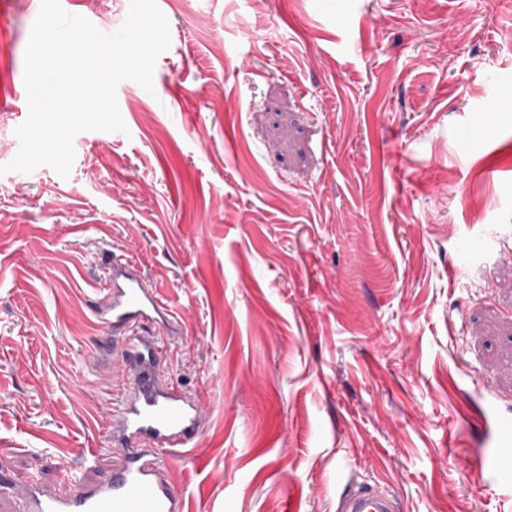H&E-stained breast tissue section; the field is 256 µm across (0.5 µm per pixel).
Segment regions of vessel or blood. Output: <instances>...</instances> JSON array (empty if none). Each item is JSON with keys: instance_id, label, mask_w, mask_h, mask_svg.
<instances>
[{"instance_id": "1", "label": "vessel or blood", "mask_w": 512, "mask_h": 512, "mask_svg": "<svg viewBox=\"0 0 512 512\" xmlns=\"http://www.w3.org/2000/svg\"><path fill=\"white\" fill-rule=\"evenodd\" d=\"M106 291L93 316L111 328L131 373L128 388L109 410L112 438L123 445L124 462L92 488L80 471H65L64 494L45 492L36 479L26 478L28 503L22 512H183L185 499L168 481L165 460L183 454L200 432V406L163 378V337L139 331L146 323L172 328L176 318L130 260L113 259ZM337 512H399V505L387 492L361 485L341 494Z\"/></svg>"}]
</instances>
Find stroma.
<instances>
[{
	"instance_id": "stroma-1",
	"label": "stroma",
	"mask_w": 512,
	"mask_h": 512,
	"mask_svg": "<svg viewBox=\"0 0 512 512\" xmlns=\"http://www.w3.org/2000/svg\"><path fill=\"white\" fill-rule=\"evenodd\" d=\"M105 33L130 0H70ZM41 0H0V165ZM154 89L68 177L0 175V470L97 452L127 375L93 323L112 260L178 305L159 365L204 427L185 512H512V0H157ZM337 512H399V505L387 492L361 485L341 494Z\"/></svg>"
}]
</instances>
